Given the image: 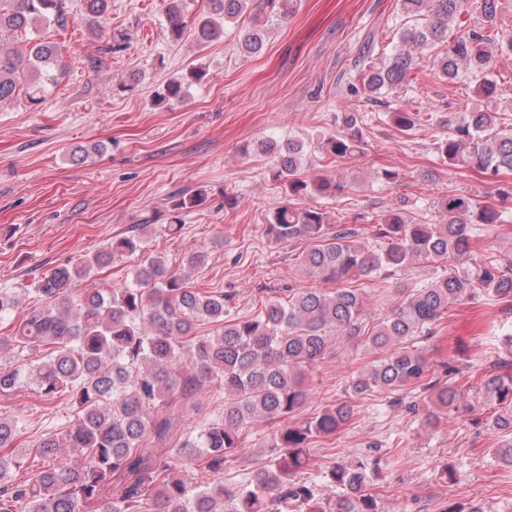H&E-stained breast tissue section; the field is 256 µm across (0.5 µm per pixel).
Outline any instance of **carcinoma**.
<instances>
[{
  "mask_svg": "<svg viewBox=\"0 0 512 512\" xmlns=\"http://www.w3.org/2000/svg\"><path fill=\"white\" fill-rule=\"evenodd\" d=\"M165 2L176 43L189 37L218 40L222 22H237L256 4L253 24L242 37L243 51L251 54L263 48L269 24L291 11V0H208V13L188 22L187 0ZM399 2L406 19L399 45L389 62L361 73L352 93L383 102L419 68L420 51L443 46L432 60L439 79L455 83L465 77L483 98H497V59L512 54V27L497 24L498 0H477L478 25L470 24L469 0ZM63 15V0H0V36L33 34L22 52L0 43V106L22 96L39 102L64 76L58 45L32 33ZM185 93V83L173 80L158 102L174 106ZM385 116L406 135L433 124L432 113L402 104ZM337 125L320 142L319 161L326 164L361 151L357 115L345 113ZM440 127L435 148L448 169L472 167L490 176L512 171V128L500 124L498 113L466 107ZM264 149L273 155V176L288 191V203L269 219V233L306 242L300 266L336 287L290 288L288 300L267 296L254 317L238 320L230 316V296L188 286L184 273L149 255L135 266L131 283L73 293L98 270L144 251L141 233L115 237L78 263L54 267L33 288L41 306L14 334L0 336V352L14 356L11 364L0 365V393L33 384L47 401L65 397L73 419L46 428L33 451L50 459L61 448H75L78 456L66 467L48 466L17 480L14 470L22 468L28 452L16 445L25 424L0 419V512H378L374 496L364 490L368 463L362 459L329 469L322 486L297 478L312 445L335 436L354 416L351 401L343 400L304 424L290 421L308 397L305 373L329 356L335 336L362 339L378 354L353 378L354 394L422 387L434 405L425 415L428 427L439 414L458 409L453 381L428 379L430 361L421 343L433 339L448 309L465 299L487 297L512 311V257L489 252L469 261L476 225L502 224L503 212L477 195L454 193L437 201L438 224L416 222L393 207L358 228L333 224L328 212L297 206L336 189L320 174L302 176L304 143L270 141ZM202 200L199 192L180 199L166 230L181 232L183 213ZM412 261L430 263L439 274L403 290L388 313L370 318L360 289L350 284ZM204 324L215 325V334L195 335ZM214 388L224 391V411L176 450L212 476L190 488L174 477L166 458L144 454L143 443L151 434L165 437L168 423L161 412L175 394ZM482 389L486 424L500 437L494 455L512 467V364L486 374ZM255 423L272 426L275 457L242 488L227 489L217 476L243 447V430Z\"/></svg>",
  "mask_w": 512,
  "mask_h": 512,
  "instance_id": "1",
  "label": "carcinoma"
}]
</instances>
